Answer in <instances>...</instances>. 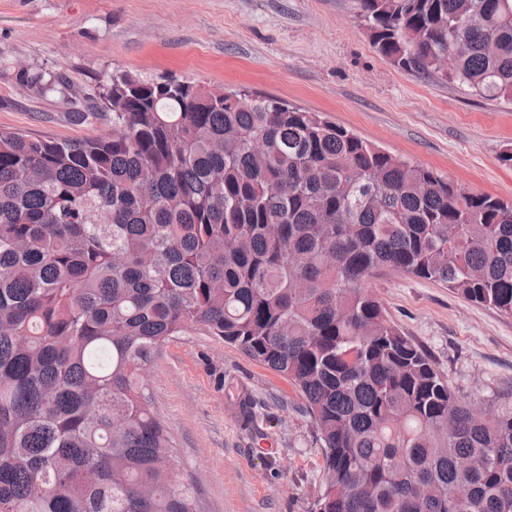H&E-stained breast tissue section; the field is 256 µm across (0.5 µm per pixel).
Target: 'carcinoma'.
Returning a JSON list of instances; mask_svg holds the SVG:
<instances>
[{
  "mask_svg": "<svg viewBox=\"0 0 512 512\" xmlns=\"http://www.w3.org/2000/svg\"><path fill=\"white\" fill-rule=\"evenodd\" d=\"M359 9L394 66L512 101V0ZM73 116L103 132L0 130V512H198L144 377L190 329L299 392L315 512H512V391L456 394L365 288L512 316V204L274 96L121 72Z\"/></svg>",
  "mask_w": 512,
  "mask_h": 512,
  "instance_id": "1",
  "label": "carcinoma"
}]
</instances>
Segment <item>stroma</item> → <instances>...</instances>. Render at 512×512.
Segmentation results:
<instances>
[{
    "instance_id": "obj_1",
    "label": "stroma",
    "mask_w": 512,
    "mask_h": 512,
    "mask_svg": "<svg viewBox=\"0 0 512 512\" xmlns=\"http://www.w3.org/2000/svg\"><path fill=\"white\" fill-rule=\"evenodd\" d=\"M63 73L68 94L21 82ZM115 71L243 88L324 113L474 194L512 202V103L407 73L379 54L357 0H0V129L83 138L69 112ZM367 287L458 394L512 388V317L386 272ZM146 393L199 512H313L324 460L304 402L234 346L189 330L156 351Z\"/></svg>"
}]
</instances>
